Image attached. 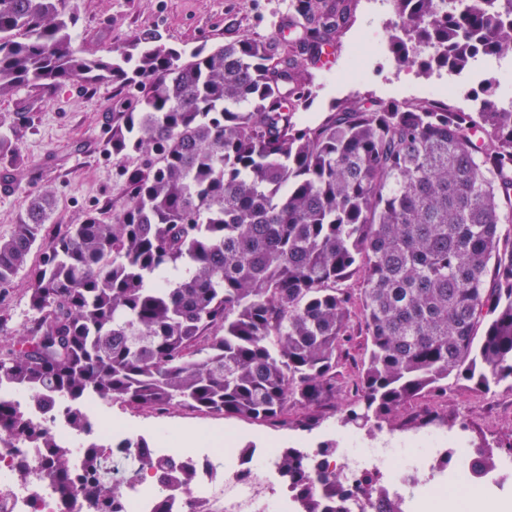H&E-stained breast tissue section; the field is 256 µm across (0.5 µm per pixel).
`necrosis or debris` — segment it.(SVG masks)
I'll return each instance as SVG.
<instances>
[{
  "label": "necrosis or debris",
  "mask_w": 512,
  "mask_h": 512,
  "mask_svg": "<svg viewBox=\"0 0 512 512\" xmlns=\"http://www.w3.org/2000/svg\"><path fill=\"white\" fill-rule=\"evenodd\" d=\"M253 465L236 468L231 449L224 446V429L217 426L205 445L186 452L195 481L173 493L168 512H286L287 503L277 488L283 479L272 448L254 451ZM476 449L456 446L431 448L416 456L383 440L375 448H343L325 468L340 472L352 495L346 512H385L388 502L400 508H424L425 512H463L470 493L487 485L511 484L512 469L487 466L483 475L472 472ZM29 464L32 474L19 484L13 472ZM47 459L41 449L16 441L0 443V512H59V496L46 479ZM385 481L386 500L364 497L357 488L368 473Z\"/></svg>",
  "instance_id": "4bbe7bcc"
}]
</instances>
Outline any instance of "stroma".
Masks as SVG:
<instances>
[{"instance_id":"obj_1","label":"stroma","mask_w":512,"mask_h":512,"mask_svg":"<svg viewBox=\"0 0 512 512\" xmlns=\"http://www.w3.org/2000/svg\"><path fill=\"white\" fill-rule=\"evenodd\" d=\"M292 0H77V44L96 51L123 46L147 31H157L167 46L191 51L215 48L229 38L248 33L286 43L289 56L298 58L299 74L306 79L311 97L299 111L303 123L322 120L335 105L354 99L373 102L388 79L400 77L407 87H422L435 72L400 65L392 53L378 56L359 93L344 88L342 72L348 67L345 46L354 34L389 40L393 12L367 15L364 0H352L349 26L327 46L321 60L308 59L297 46V26L281 29L278 17L289 11ZM29 107L31 121L21 133L19 166H1L11 192H0V236L17 224L26 200L47 192L52 196V216L47 231L59 224L82 223L89 210L111 204L118 192L119 163L106 151L112 115L122 111L121 93L107 84L70 85L46 93L24 85L12 98L0 102V122L11 123L15 112ZM28 271L19 272L6 294L0 295V346L12 345L13 336L28 318ZM367 356L363 329H356L336 358V394L310 407H292L286 423L267 422L193 411L180 406L160 416L125 405L99 407L105 422L128 428L131 434L156 442L160 432L171 435L204 434L216 425L232 432L240 444L262 448L316 449L325 442L343 448H367L385 438L402 443L436 433L463 441L471 448L492 450L502 466L512 465V389L491 392L462 380H449L444 396L423 394L401 406L396 418L382 430L343 425L342 418L354 394L358 371Z\"/></svg>"}]
</instances>
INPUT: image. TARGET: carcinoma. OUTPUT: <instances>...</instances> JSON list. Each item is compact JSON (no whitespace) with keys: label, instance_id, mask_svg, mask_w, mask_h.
Returning <instances> with one entry per match:
<instances>
[{"label":"carcinoma","instance_id":"1","mask_svg":"<svg viewBox=\"0 0 512 512\" xmlns=\"http://www.w3.org/2000/svg\"><path fill=\"white\" fill-rule=\"evenodd\" d=\"M302 41L339 34L351 5L306 0ZM391 39L402 64L464 68L512 54V0H396ZM75 0H0V99L110 82L128 111L112 115L107 150L137 162L120 172L112 206L81 224H46L48 193L29 198L0 237V293L32 264L29 319L0 352V387L28 391L88 437L78 459L0 398V443L49 449L46 477L63 512H123L144 472L167 490L193 472L147 439L138 468L105 478L110 448L91 437L86 401L152 411L173 405L252 421L336 394V353L358 311L370 343L343 423L381 428L456 375L512 389V106L497 84L477 112L446 104L336 107L316 124L288 57L242 34L185 56L157 32L133 54L75 46ZM432 43L440 53L422 58ZM29 113L0 123V161L21 159ZM361 288L353 292V275ZM303 448L280 450L295 512L347 499Z\"/></svg>","mask_w":512,"mask_h":512}]
</instances>
